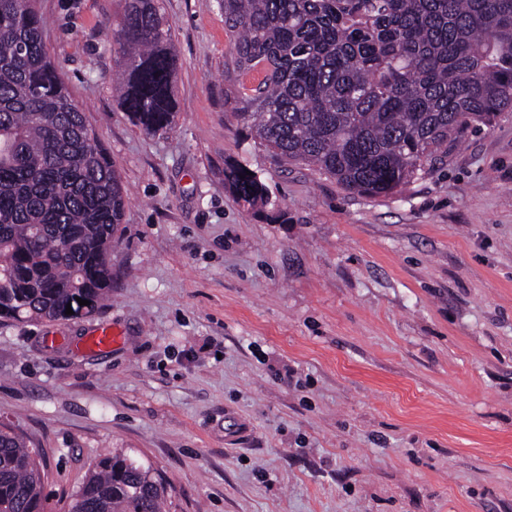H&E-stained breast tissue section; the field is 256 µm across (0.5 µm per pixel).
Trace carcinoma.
<instances>
[{
	"label": "carcinoma",
	"mask_w": 512,
	"mask_h": 512,
	"mask_svg": "<svg viewBox=\"0 0 512 512\" xmlns=\"http://www.w3.org/2000/svg\"><path fill=\"white\" fill-rule=\"evenodd\" d=\"M233 39L226 103L250 137L343 187L394 194L469 129L512 110V0H220ZM169 27L127 0L121 106L146 132L173 118ZM227 180L247 203L265 189ZM121 176L71 99L39 0H0V318L93 313L112 290ZM89 301L81 305L76 298ZM167 487L121 455L97 460L67 512H164ZM35 451L0 426V512H46Z\"/></svg>",
	"instance_id": "cac0c4a2"
}]
</instances>
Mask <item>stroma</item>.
I'll return each mask as SVG.
<instances>
[{
    "mask_svg": "<svg viewBox=\"0 0 512 512\" xmlns=\"http://www.w3.org/2000/svg\"><path fill=\"white\" fill-rule=\"evenodd\" d=\"M125 4L40 0L127 191L111 299L0 319V424L40 450L49 512L112 453L167 512H512V112L396 194L351 192L248 136L218 0H160L176 107L142 131L110 84ZM103 325L120 342L83 348ZM244 167L231 168L227 174V180L236 196L247 203H257L262 201L265 195V189L262 183L253 176L247 175ZM249 171V170H248ZM244 176V179H241Z\"/></svg>",
    "mask_w": 512,
    "mask_h": 512,
    "instance_id": "obj_1",
    "label": "stroma"
}]
</instances>
